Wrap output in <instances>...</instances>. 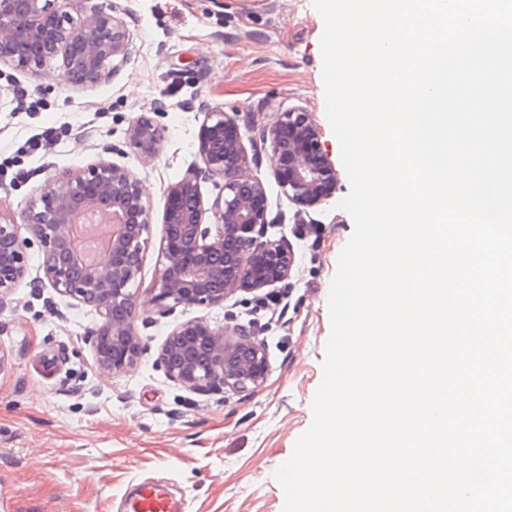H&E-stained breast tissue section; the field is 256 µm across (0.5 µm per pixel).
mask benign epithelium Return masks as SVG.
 <instances>
[{
	"label": "benign epithelium",
	"instance_id": "1",
	"mask_svg": "<svg viewBox=\"0 0 512 512\" xmlns=\"http://www.w3.org/2000/svg\"><path fill=\"white\" fill-rule=\"evenodd\" d=\"M83 0H0V62L34 77L47 60L62 56L64 76L75 84H95L108 75L107 63L133 53L126 22L93 9ZM82 12L74 19L71 12ZM165 138L155 118L140 115L127 131L132 152L144 164L155 162ZM246 148L234 116L209 110L198 134L204 167L187 174L167 194L154 282V304L165 315L177 307L219 305L239 291L254 292L288 279L294 254L281 241L266 238L271 224L263 181L252 172L269 155L272 174L287 200L301 214L327 203L335 192L336 169L320 149V128L303 108L276 112L250 138ZM222 180L207 208L200 182ZM120 216L106 260L83 265L69 250L71 216ZM212 213L215 227L204 224ZM151 210L137 176L126 167L98 162L65 170L50 180L26 210L25 226L43 247L42 268L60 295L94 308L101 317L90 337L95 364L106 374L135 366L148 350L136 331L141 274L150 243ZM21 227L0 222V312L25 276ZM157 364L166 377L190 390L246 392L260 387L268 373L265 344L253 326L216 329L203 318L178 324L161 345Z\"/></svg>",
	"mask_w": 512,
	"mask_h": 512
}]
</instances>
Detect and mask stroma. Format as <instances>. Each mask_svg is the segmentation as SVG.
Returning <instances> with one entry per match:
<instances>
[{"label": "stroma", "mask_w": 512, "mask_h": 512, "mask_svg": "<svg viewBox=\"0 0 512 512\" xmlns=\"http://www.w3.org/2000/svg\"><path fill=\"white\" fill-rule=\"evenodd\" d=\"M119 9L135 51L115 77L93 85L62 79L61 60L34 78L0 64V220L22 223L50 177L104 161L138 177L152 211L150 243L136 281V323L149 349L117 375L95 365L89 336L100 323L90 307L35 287L42 249L28 238L26 275L0 312V512H116L121 495L155 479L183 494L187 512H282L274 474L312 420L331 331L327 306L338 256L354 223L336 203L350 184L325 113L320 39L312 0H86ZM36 102L19 107L20 92ZM166 110L162 153L141 163L127 129L155 102ZM293 107L310 112L323 150L336 164L331 201L295 223L270 163L263 180L269 215L284 214L267 237L283 240L295 263L288 280L239 292L212 307H178L159 316L151 287L168 189L201 165L205 109L233 112L243 137L254 124ZM255 324L269 371L259 388L203 395L168 380L158 350L180 323ZM68 362L56 368L57 355Z\"/></svg>", "instance_id": "obj_1"}]
</instances>
